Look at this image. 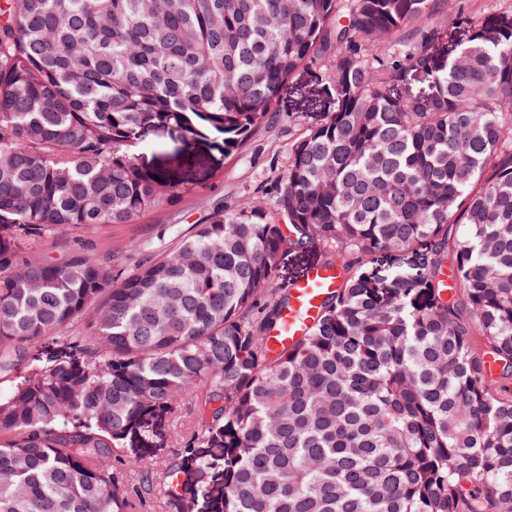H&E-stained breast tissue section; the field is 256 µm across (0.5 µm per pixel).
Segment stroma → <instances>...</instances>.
I'll return each instance as SVG.
<instances>
[{
	"instance_id": "obj_1",
	"label": "stroma",
	"mask_w": 512,
	"mask_h": 512,
	"mask_svg": "<svg viewBox=\"0 0 512 512\" xmlns=\"http://www.w3.org/2000/svg\"><path fill=\"white\" fill-rule=\"evenodd\" d=\"M448 15L464 10L471 22L448 23L435 43L441 58H452L471 36L472 25L503 16L512 17V0H446ZM335 99L325 69L300 70L278 105L272 126L259 128L243 149L225 152L224 137L209 132L207 138L188 142L159 131L136 147L141 162L177 184L194 185L191 194L162 205L130 224H101L93 228H69L33 245L36 256L56 262L81 250L97 258H109L127 270L148 256L175 250L195 226L208 223L216 207L232 210L256 202L273 210L275 187L288 167L292 141L310 125L334 111ZM190 404L167 422L155 448L145 454L140 472L155 484L164 480V464L182 451V439L194 429Z\"/></svg>"
}]
</instances>
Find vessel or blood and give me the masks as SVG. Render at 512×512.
<instances>
[{
	"instance_id": "b4317fda",
	"label": "vessel or blood",
	"mask_w": 512,
	"mask_h": 512,
	"mask_svg": "<svg viewBox=\"0 0 512 512\" xmlns=\"http://www.w3.org/2000/svg\"><path fill=\"white\" fill-rule=\"evenodd\" d=\"M337 284L335 270L321 265L312 266L304 276L291 283V300L280 324L271 333V345H289L305 336L319 313L323 299L335 291Z\"/></svg>"
}]
</instances>
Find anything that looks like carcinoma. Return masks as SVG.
Wrapping results in <instances>:
<instances>
[{"label":"carcinoma","instance_id":"obj_1","mask_svg":"<svg viewBox=\"0 0 512 512\" xmlns=\"http://www.w3.org/2000/svg\"><path fill=\"white\" fill-rule=\"evenodd\" d=\"M444 4L0 0V512H135L154 483L106 461L188 399L163 512H512V18L442 61ZM309 64L336 110L293 140L276 215L219 208L120 273L25 255L190 191L131 148L238 150ZM312 250L338 288L273 351L279 262Z\"/></svg>","mask_w":512,"mask_h":512}]
</instances>
